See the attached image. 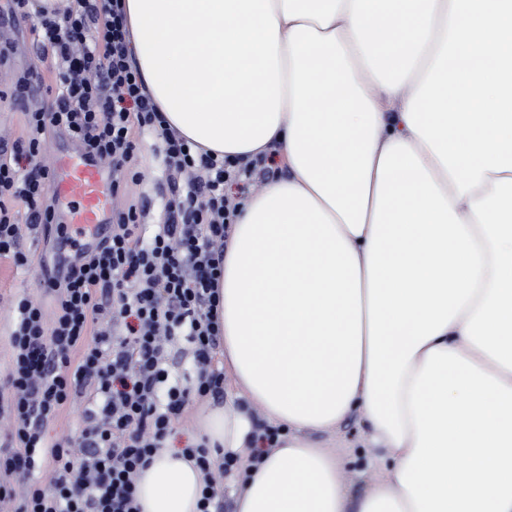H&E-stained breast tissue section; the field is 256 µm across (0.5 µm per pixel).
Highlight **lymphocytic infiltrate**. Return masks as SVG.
<instances>
[{
	"label": "lymphocytic infiltrate",
	"mask_w": 512,
	"mask_h": 512,
	"mask_svg": "<svg viewBox=\"0 0 512 512\" xmlns=\"http://www.w3.org/2000/svg\"><path fill=\"white\" fill-rule=\"evenodd\" d=\"M29 3L12 0L11 15L33 19L51 52L54 82L44 85L28 72L0 89L1 100H19L45 88L26 112L25 137L13 142L10 161H0V259L31 264L19 248L23 224L69 233L50 192L53 173L35 164L50 132L107 163L116 195L140 178L132 166L138 135L155 134L168 197L165 221L152 233L141 222L142 206L113 210L108 239L80 252L63 277L44 281L52 312L28 294L15 295L11 366L0 382L11 419L9 443L0 448V504L15 503V512H140V471L186 409L224 387L216 286L239 209L226 189L249 185L267 160L200 153L166 127L130 61L122 0H67L35 10ZM179 336L193 358L189 384L170 377L169 347ZM79 398L86 401L79 440L50 438L62 409ZM45 457L50 481L17 496L15 478L32 474Z\"/></svg>",
	"instance_id": "1"
}]
</instances>
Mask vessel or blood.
Here are the masks:
<instances>
[{"label": "vessel or blood", "instance_id": "b4317fda", "mask_svg": "<svg viewBox=\"0 0 512 512\" xmlns=\"http://www.w3.org/2000/svg\"><path fill=\"white\" fill-rule=\"evenodd\" d=\"M52 191L71 205L70 222L85 234L86 246L105 240L111 232L112 194L105 165L85 157L79 148L57 154Z\"/></svg>", "mask_w": 512, "mask_h": 512}]
</instances>
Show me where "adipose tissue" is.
I'll return each instance as SVG.
<instances>
[{"label": "adipose tissue", "instance_id": "ef3b65f1", "mask_svg": "<svg viewBox=\"0 0 512 512\" xmlns=\"http://www.w3.org/2000/svg\"><path fill=\"white\" fill-rule=\"evenodd\" d=\"M169 128L288 177L239 209L218 316L234 512H512V0H124ZM278 435L259 445L249 408ZM391 460L350 503L306 430L352 409ZM164 448L140 512H199Z\"/></svg>", "mask_w": 512, "mask_h": 512}]
</instances>
